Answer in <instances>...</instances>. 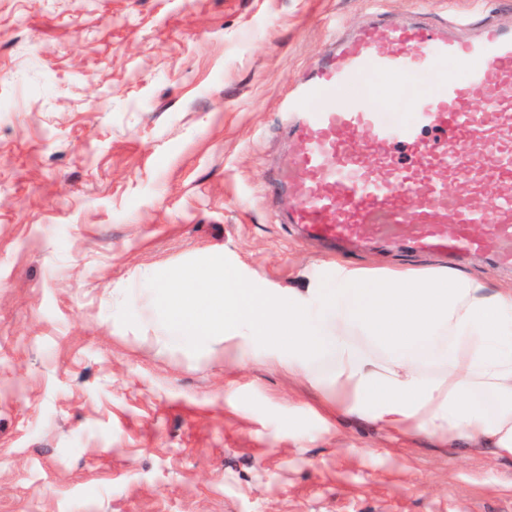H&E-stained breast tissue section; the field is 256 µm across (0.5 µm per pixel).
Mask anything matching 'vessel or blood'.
I'll list each match as a JSON object with an SVG mask.
<instances>
[{
    "mask_svg": "<svg viewBox=\"0 0 512 512\" xmlns=\"http://www.w3.org/2000/svg\"><path fill=\"white\" fill-rule=\"evenodd\" d=\"M468 26L390 23L378 12L317 58L285 107L297 149L274 182L275 195L288 197L281 223L332 248L366 234L388 248L488 251L512 266V28L486 23L466 37ZM417 68L433 70L438 89L407 122L339 97L367 74L401 87Z\"/></svg>",
    "mask_w": 512,
    "mask_h": 512,
    "instance_id": "b4317fda",
    "label": "vessel or blood"
}]
</instances>
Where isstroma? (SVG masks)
<instances>
[{
  "instance_id": "stroma-1",
  "label": "stroma",
  "mask_w": 512,
  "mask_h": 512,
  "mask_svg": "<svg viewBox=\"0 0 512 512\" xmlns=\"http://www.w3.org/2000/svg\"><path fill=\"white\" fill-rule=\"evenodd\" d=\"M372 0H0V512H512V464L350 417L297 380L161 348L133 272L220 256L284 293L336 256L270 193L283 106ZM512 25V0H382ZM353 267L437 257L359 251Z\"/></svg>"
}]
</instances>
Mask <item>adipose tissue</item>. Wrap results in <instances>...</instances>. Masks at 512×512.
<instances>
[{
	"instance_id": "obj_1",
	"label": "adipose tissue",
	"mask_w": 512,
	"mask_h": 512,
	"mask_svg": "<svg viewBox=\"0 0 512 512\" xmlns=\"http://www.w3.org/2000/svg\"><path fill=\"white\" fill-rule=\"evenodd\" d=\"M130 328L186 353L223 344L301 378L326 409L392 437L465 439L512 460V287L455 268L336 271L282 294L208 259L176 276L139 268L112 291Z\"/></svg>"
}]
</instances>
